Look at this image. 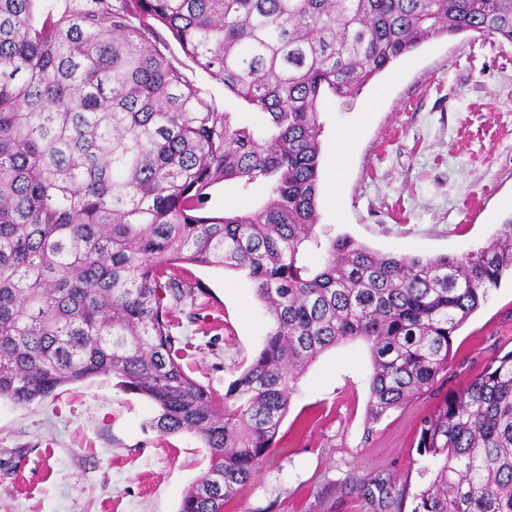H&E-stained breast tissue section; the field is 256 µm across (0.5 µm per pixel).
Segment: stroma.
I'll list each match as a JSON object with an SVG mask.
<instances>
[{
	"label": "stroma",
	"mask_w": 512,
	"mask_h": 512,
	"mask_svg": "<svg viewBox=\"0 0 512 512\" xmlns=\"http://www.w3.org/2000/svg\"><path fill=\"white\" fill-rule=\"evenodd\" d=\"M320 221L371 249L463 255L512 218V44L475 33L423 44L322 114ZM352 134L342 168L334 156ZM205 287L173 333L184 369L217 394L261 348L269 320L245 273L195 266ZM512 350V279L453 338L435 394L366 421L367 344L322 353L277 447L226 512H412L440 460L416 448L435 395ZM156 408L98 377L19 406L0 400V512H177L208 465L200 440L160 435Z\"/></svg>",
	"instance_id": "35a3bbf8"
}]
</instances>
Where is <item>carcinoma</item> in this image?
Here are the masks:
<instances>
[{"label":"carcinoma","mask_w":512,"mask_h":512,"mask_svg":"<svg viewBox=\"0 0 512 512\" xmlns=\"http://www.w3.org/2000/svg\"><path fill=\"white\" fill-rule=\"evenodd\" d=\"M469 32L512 43V0H0V399L116 378L156 406L151 428L208 451L179 512H224L326 350L368 344L369 424L433 392L453 336L512 271V219L462 256L335 233L319 223L320 116ZM221 184L250 205L213 212ZM189 265L246 273L269 316L221 400L171 332L195 297ZM417 432L442 465L413 512H512V351Z\"/></svg>","instance_id":"obj_1"}]
</instances>
